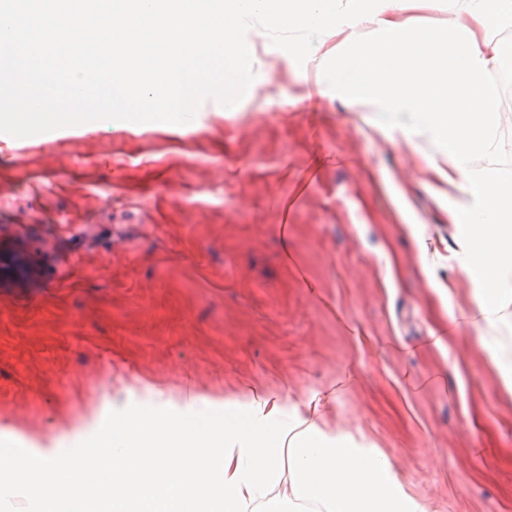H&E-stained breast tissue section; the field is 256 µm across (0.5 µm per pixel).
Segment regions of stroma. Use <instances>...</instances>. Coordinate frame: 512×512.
Listing matches in <instances>:
<instances>
[{"mask_svg": "<svg viewBox=\"0 0 512 512\" xmlns=\"http://www.w3.org/2000/svg\"><path fill=\"white\" fill-rule=\"evenodd\" d=\"M246 42L237 111L0 144V242L41 261L0 290V435L47 448L116 399L263 387L380 448L430 512H512V393L479 342L512 305L465 320V179L428 134L301 81L263 30Z\"/></svg>", "mask_w": 512, "mask_h": 512, "instance_id": "1", "label": "stroma"}]
</instances>
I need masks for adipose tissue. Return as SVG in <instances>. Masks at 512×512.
Returning <instances> with one entry per match:
<instances>
[{
  "label": "adipose tissue",
  "mask_w": 512,
  "mask_h": 512,
  "mask_svg": "<svg viewBox=\"0 0 512 512\" xmlns=\"http://www.w3.org/2000/svg\"><path fill=\"white\" fill-rule=\"evenodd\" d=\"M454 16L447 30L387 8L370 38L348 28L322 48L314 76L390 126L427 130L447 148L475 199L464 230L474 319L493 325L512 301L499 286L512 272V175L471 162L496 153L501 102L490 72L512 57V40L489 52L482 44L496 23L512 22V0H460ZM92 437L89 447L80 434L53 448L19 443L0 458V498L23 493L30 512H428L379 449L327 438L302 415L281 421L258 387L235 419L205 398L183 408L160 401L98 424ZM282 486L284 509L268 500Z\"/></svg>",
  "instance_id": "1"
}]
</instances>
